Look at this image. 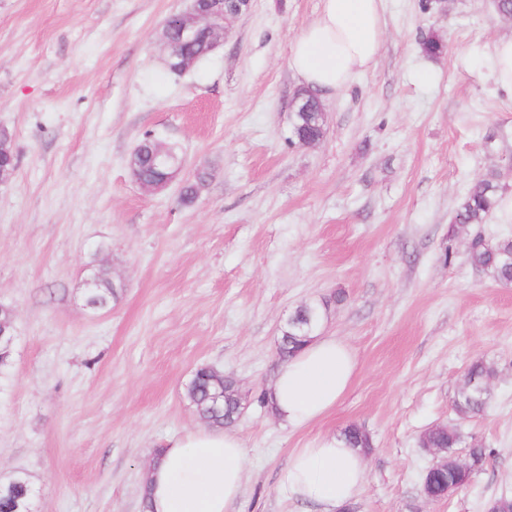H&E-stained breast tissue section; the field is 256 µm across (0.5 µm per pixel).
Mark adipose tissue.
Here are the masks:
<instances>
[{
    "label": "adipose tissue",
    "instance_id": "ef3b65f1",
    "mask_svg": "<svg viewBox=\"0 0 512 512\" xmlns=\"http://www.w3.org/2000/svg\"><path fill=\"white\" fill-rule=\"evenodd\" d=\"M383 35L382 0H321L317 18L295 39L290 67L319 94L344 90L375 61ZM357 366L342 339L313 336L281 364L267 391L269 406L289 428L305 427L335 407ZM244 473L245 450L235 432L195 430L168 440L142 492L148 512H238ZM365 474L363 453L325 435L293 454L280 488L321 512H337L355 499Z\"/></svg>",
    "mask_w": 512,
    "mask_h": 512
}]
</instances>
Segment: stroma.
Masks as SVG:
<instances>
[{
    "label": "stroma",
    "instance_id": "1",
    "mask_svg": "<svg viewBox=\"0 0 512 512\" xmlns=\"http://www.w3.org/2000/svg\"><path fill=\"white\" fill-rule=\"evenodd\" d=\"M187 0H0V130L18 167L0 183V305L16 333L0 370V476L25 473L32 512H144L157 448L203 428L185 391L202 365L250 404L234 430L246 455L240 512H314L282 496L290 457L316 437L364 427L373 447L354 512H487L512 495V287L466 257L452 230L468 190L495 175L481 233L512 237V97L492 43L512 34L493 0H383L374 64L325 97L326 135L292 144L294 38L320 0H252L224 43L186 73L160 33ZM445 45L435 57L420 41ZM430 80H423V73ZM178 147L183 179L150 195L128 159L144 135ZM120 293L87 307L88 265ZM343 301H336V293ZM326 302L324 333L358 368L320 421L284 427L255 397L278 367L280 328ZM495 368L494 399L464 417L468 365ZM455 427L465 458L493 454L445 499L422 486L420 445Z\"/></svg>",
    "mask_w": 512,
    "mask_h": 512
}]
</instances>
